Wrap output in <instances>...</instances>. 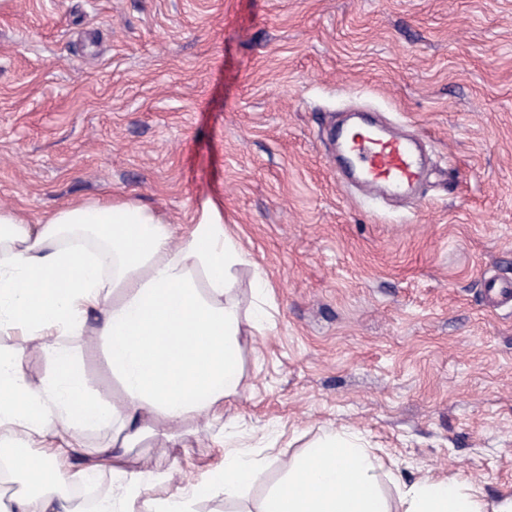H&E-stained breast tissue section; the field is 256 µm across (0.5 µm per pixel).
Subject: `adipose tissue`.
<instances>
[{"label":"adipose tissue","mask_w":512,"mask_h":512,"mask_svg":"<svg viewBox=\"0 0 512 512\" xmlns=\"http://www.w3.org/2000/svg\"><path fill=\"white\" fill-rule=\"evenodd\" d=\"M178 235L151 208L120 197L76 200L30 221L16 206L0 203V332L22 329L41 341L52 366L40 385L25 378L16 356L0 351V427L41 448L39 459L16 457L12 471L39 475L40 512H81L56 489L103 471L112 493L99 512H197L204 495L241 497L254 483L260 461L227 453L222 468L201 483L163 496L150 489L165 474L129 468L128 454L158 430L187 427L224 412L241 386L244 327L227 296L247 256L224 228L210 199ZM98 311L97 327L85 316ZM104 344L118 395L93 393L68 336ZM105 428L109 437L86 448L81 432ZM90 454L71 470L68 454ZM280 483L258 512H489L469 481L424 478L395 487L388 502L376 475L377 460L359 431L325 432L297 457L279 462Z\"/></svg>","instance_id":"obj_1"}]
</instances>
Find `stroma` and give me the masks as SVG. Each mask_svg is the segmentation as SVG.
I'll return each instance as SVG.
<instances>
[{
    "mask_svg": "<svg viewBox=\"0 0 512 512\" xmlns=\"http://www.w3.org/2000/svg\"><path fill=\"white\" fill-rule=\"evenodd\" d=\"M419 133L413 202L336 179L331 132L351 113ZM126 196L191 228L203 199L248 254L241 392L199 435L157 438L131 467L181 486L226 443L267 465L357 429L395 482L478 478L512 496V0H0V202L30 220ZM270 292L256 301L254 270ZM95 390L119 391L103 348L66 339ZM32 385L50 365L0 333Z\"/></svg>",
    "mask_w": 512,
    "mask_h": 512,
    "instance_id": "1",
    "label": "stroma"
}]
</instances>
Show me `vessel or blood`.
I'll use <instances>...</instances> for the list:
<instances>
[{
  "instance_id": "vessel-or-blood-1",
  "label": "vessel or blood",
  "mask_w": 512,
  "mask_h": 512,
  "mask_svg": "<svg viewBox=\"0 0 512 512\" xmlns=\"http://www.w3.org/2000/svg\"><path fill=\"white\" fill-rule=\"evenodd\" d=\"M336 177L353 176L368 193H410L422 177V160L415 140L369 125L359 131L339 130Z\"/></svg>"
}]
</instances>
